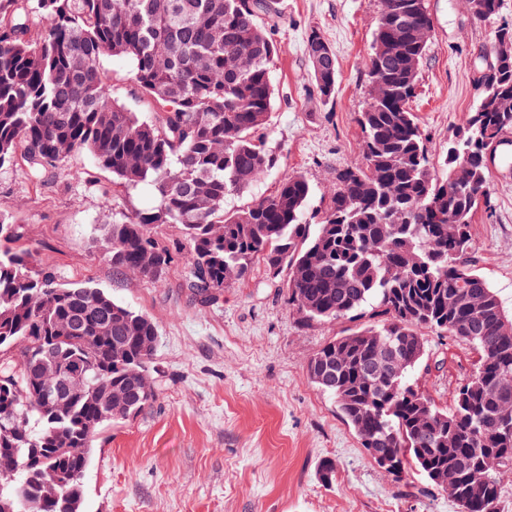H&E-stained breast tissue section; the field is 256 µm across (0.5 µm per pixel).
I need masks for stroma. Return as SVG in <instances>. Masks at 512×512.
<instances>
[{
    "instance_id": "1",
    "label": "stroma",
    "mask_w": 512,
    "mask_h": 512,
    "mask_svg": "<svg viewBox=\"0 0 512 512\" xmlns=\"http://www.w3.org/2000/svg\"><path fill=\"white\" fill-rule=\"evenodd\" d=\"M282 14L272 64L275 88L269 141L277 165L253 189L275 191L283 173L313 186L308 216L320 215L337 169L361 161L356 115L368 100L364 62L381 0H277ZM434 20L412 105L440 153L479 97L481 54L492 53L497 24H512V0L497 20L474 19L465 0H425ZM317 31L333 48L339 72L334 102L307 79L306 39ZM112 96L149 115L131 82L130 64L102 57ZM493 214H479L473 255L482 275L512 309V170L495 171ZM153 203L148 188L127 190L90 156L75 153L41 181L23 164L0 169V212L24 225L37 263L69 280L102 288L152 318L159 329L154 400L113 422L95 442L82 482L83 512H459L433 489L400 498L367 456L335 403L307 376L310 356L338 328L300 325L286 293L263 264L244 282L203 305L185 288L180 268L152 282L113 274L101 246L103 228ZM429 358L443 361L424 380L440 406L451 405L471 370L469 343L428 335ZM336 464V482L317 477L322 459Z\"/></svg>"
}]
</instances>
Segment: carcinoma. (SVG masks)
Returning a JSON list of instances; mask_svg holds the SVG:
<instances>
[{
	"label": "carcinoma",
	"mask_w": 512,
	"mask_h": 512,
	"mask_svg": "<svg viewBox=\"0 0 512 512\" xmlns=\"http://www.w3.org/2000/svg\"><path fill=\"white\" fill-rule=\"evenodd\" d=\"M480 21L502 0H468ZM272 0H0V168L20 160L41 179L75 152L116 184H147L154 204L104 228L113 273L183 280L209 304L261 262L303 325L368 323L336 333L308 360L310 381L336 403L397 495L413 467L460 512H501L512 472V313L476 269L474 217L494 209L491 177L512 166V26L494 32L482 93L438 163L411 103L434 22L425 0H382L365 63L377 95L357 113L362 162L336 170L320 220L312 187L286 173L242 208L276 167L263 130L277 45L262 16ZM37 13L45 26L35 28ZM313 90L336 98L337 63L306 40ZM105 55L133 65L153 108L117 103ZM180 226L184 251L160 238ZM24 229L0 213V512H83L96 438L153 399L159 330L103 289L35 262ZM475 347L449 408L423 390L426 336ZM78 374V389L56 392Z\"/></svg>",
	"instance_id": "carcinoma-1"
}]
</instances>
